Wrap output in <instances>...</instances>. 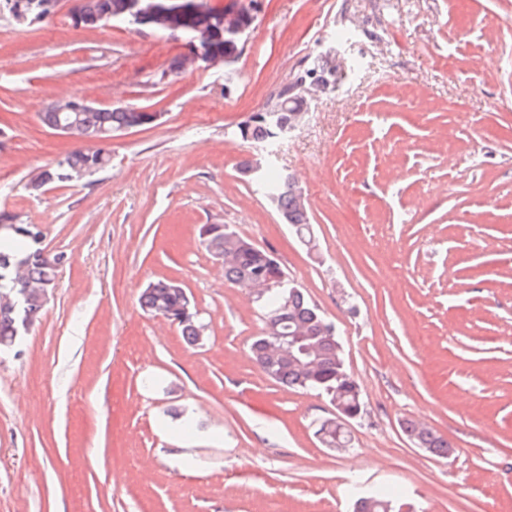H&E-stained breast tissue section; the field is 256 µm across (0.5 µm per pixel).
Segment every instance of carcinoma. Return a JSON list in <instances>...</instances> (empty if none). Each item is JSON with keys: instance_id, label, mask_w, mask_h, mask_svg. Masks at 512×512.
Returning a JSON list of instances; mask_svg holds the SVG:
<instances>
[{"instance_id": "1", "label": "carcinoma", "mask_w": 512, "mask_h": 512, "mask_svg": "<svg viewBox=\"0 0 512 512\" xmlns=\"http://www.w3.org/2000/svg\"><path fill=\"white\" fill-rule=\"evenodd\" d=\"M8 2V12L15 16L18 8L30 12L23 22H48L51 17L44 14L41 4L45 0H0ZM125 0H84L81 25L97 28L122 17ZM143 115L135 107L101 108L94 112L77 114V132L81 144L63 159L50 167L40 169L28 181L31 187L41 179L48 178L54 184L80 181L78 172L109 162L107 150L108 132L142 126ZM246 142L268 143L277 141L264 126L254 123ZM291 174L268 163L263 164L256 182L275 207L285 223L297 235L311 238L307 207L300 204L299 197L291 190ZM201 244L214 258L224 264V276L238 288L252 290L262 310L264 330L254 338L251 352L256 366L270 379L290 388L316 391L329 400L341 396L344 401L352 399L350 375L345 368L336 336L325 330L327 320L312 304L300 288H266L264 284L278 278L283 269L272 263L268 251L242 237L226 224H206L199 232ZM42 231L36 224L29 225L26 235L0 231V348L22 335L21 325L36 322L46 305L44 293L55 286L58 274V255H52L41 245ZM144 312L165 318L178 314L177 325L190 345L199 344L206 335V326L192 311L190 298L183 286L173 280H159L145 288L140 296ZM299 333L313 350V367L307 369L290 360L282 351L285 337ZM404 433L414 444H422L428 452L437 456H448L454 448L433 429L413 422L402 425ZM391 496L375 491L359 498L355 512H395Z\"/></svg>"}]
</instances>
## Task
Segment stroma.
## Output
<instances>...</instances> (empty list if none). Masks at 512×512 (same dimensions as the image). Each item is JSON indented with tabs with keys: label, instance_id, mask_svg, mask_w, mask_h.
<instances>
[{
	"label": "stroma",
	"instance_id": "1",
	"mask_svg": "<svg viewBox=\"0 0 512 512\" xmlns=\"http://www.w3.org/2000/svg\"><path fill=\"white\" fill-rule=\"evenodd\" d=\"M0 14V212L63 256L41 319L0 354V512H512V0H255L239 59L169 74L149 26ZM336 52L334 88L274 151L238 124ZM158 113L109 164L29 194L74 144L47 85ZM272 153L317 252L239 167ZM226 224L278 259L336 327L366 412L323 445L329 399L268 378L254 296L201 245ZM175 279L207 324L189 345L141 292ZM412 421L454 446L413 445ZM395 509L392 497L379 490L355 503V512H396Z\"/></svg>",
	"mask_w": 512,
	"mask_h": 512
}]
</instances>
